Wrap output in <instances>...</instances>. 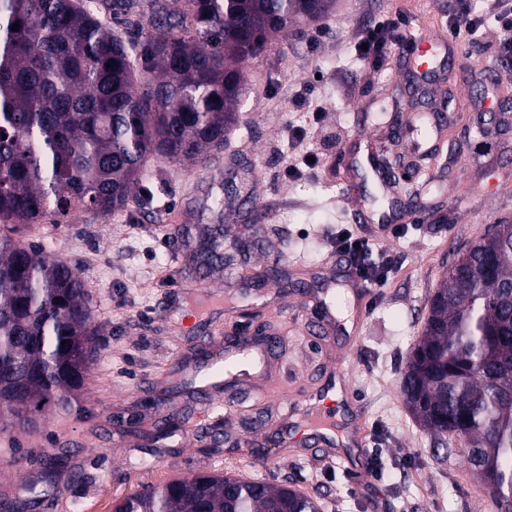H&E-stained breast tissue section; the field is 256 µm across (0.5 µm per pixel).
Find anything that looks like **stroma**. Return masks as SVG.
I'll return each mask as SVG.
<instances>
[{"mask_svg": "<svg viewBox=\"0 0 512 512\" xmlns=\"http://www.w3.org/2000/svg\"><path fill=\"white\" fill-rule=\"evenodd\" d=\"M494 0H470L485 24L436 56L425 82L392 36L387 63L361 60L360 27L403 17L404 29L447 31L448 0H336L333 14L269 43L246 60L247 93L223 150L206 166L148 164L143 203L119 213L78 210L61 223H0V232L68 260L86 283L97 349L85 389L29 434L0 433V494L27 496L46 454L67 449L71 472L54 491L70 504L113 512L148 485L200 473L264 479L317 496L321 512H497L456 451L437 447L407 409L400 384L430 296L460 250L490 225L512 222V106L494 84L512 77L502 59ZM313 85L319 111L293 97ZM451 113L427 132L398 116ZM496 122L474 135L478 112ZM319 161L301 177L288 164L308 150ZM429 168L423 195L383 186L376 154ZM365 182L358 224L343 200L350 175ZM465 196L457 206V196ZM223 197L224 212L212 201ZM392 218L381 230L379 218ZM250 249L237 274L174 265L206 224ZM371 239L392 267L386 284L345 298L341 231ZM210 287L204 296L201 286ZM270 336L273 353L247 363L231 384L204 386L227 339ZM339 375L363 408L359 471L335 450L286 438L299 395ZM256 447H245L246 439Z\"/></svg>", "mask_w": 512, "mask_h": 512, "instance_id": "stroma-1", "label": "stroma"}]
</instances>
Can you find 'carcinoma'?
I'll list each match as a JSON object with an SVG mask.
<instances>
[{
	"label": "carcinoma",
	"mask_w": 512,
	"mask_h": 512,
	"mask_svg": "<svg viewBox=\"0 0 512 512\" xmlns=\"http://www.w3.org/2000/svg\"><path fill=\"white\" fill-rule=\"evenodd\" d=\"M334 0H184L160 36L129 42L78 0H0V221L34 224L77 209L126 210L147 162L203 166L224 146L245 89L239 64L269 40L327 16ZM18 30H12L13 26ZM458 252L408 360L402 395L415 418L458 453L498 512H512V224ZM205 229L204 264L231 260ZM85 284L67 261L0 233V430L68 406L95 353ZM69 455L45 456L57 485ZM52 506L46 496H0V512ZM321 512L286 485L197 474L148 486L114 512Z\"/></svg>",
	"instance_id": "cac0c4a2"
}]
</instances>
